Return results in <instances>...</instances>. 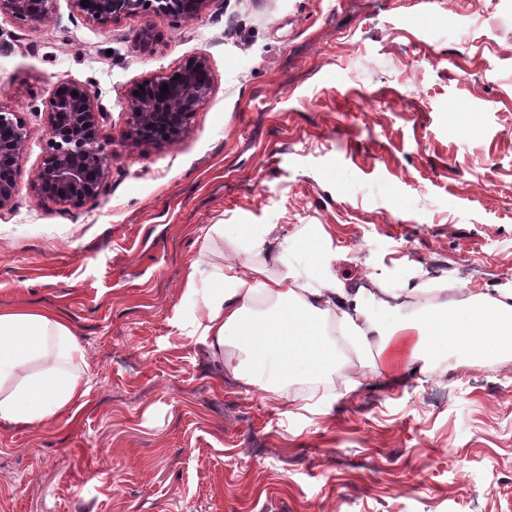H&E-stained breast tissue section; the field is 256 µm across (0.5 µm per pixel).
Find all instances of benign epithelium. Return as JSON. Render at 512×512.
Masks as SVG:
<instances>
[{
    "label": "benign epithelium",
    "mask_w": 512,
    "mask_h": 512,
    "mask_svg": "<svg viewBox=\"0 0 512 512\" xmlns=\"http://www.w3.org/2000/svg\"><path fill=\"white\" fill-rule=\"evenodd\" d=\"M55 0H0V14L42 23L53 18ZM93 20L108 23L121 15L150 12L184 21L197 19L212 0H72ZM168 93H163V85ZM138 95H130L129 120L123 143L130 149H147L173 143L165 123L182 122L197 112L211 89L206 58L196 57L179 68L143 83ZM78 95H73V92ZM101 112L91 92L69 82L58 85L50 103L48 155L35 182L39 194L56 203H77L99 196L108 172V157L99 134ZM27 143V129L15 112L0 110V210L17 193V169Z\"/></svg>",
    "instance_id": "benign-epithelium-1"
}]
</instances>
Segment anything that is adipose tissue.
<instances>
[{"label":"adipose tissue","instance_id":"1","mask_svg":"<svg viewBox=\"0 0 512 512\" xmlns=\"http://www.w3.org/2000/svg\"><path fill=\"white\" fill-rule=\"evenodd\" d=\"M198 265L182 296L193 333L226 376L283 399L290 381L331 378L344 342L360 360L344 375L353 392L397 367L431 376L438 360L464 364L474 353L512 363V299L474 297L448 307L409 310L399 290L363 288L352 297L312 288L290 275L266 280L232 259L199 287ZM84 350L49 309H0V424L41 428L85 403Z\"/></svg>","mask_w":512,"mask_h":512}]
</instances>
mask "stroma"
<instances>
[{
	"mask_svg": "<svg viewBox=\"0 0 512 512\" xmlns=\"http://www.w3.org/2000/svg\"><path fill=\"white\" fill-rule=\"evenodd\" d=\"M414 2L0 15V109L28 130L0 308L56 311L89 380L77 413L0 426V512H512V366L444 362L305 410V382L265 402L178 328L190 265L238 253L347 295L403 288L418 309L435 288L512 292V0H439L436 20ZM198 56L212 88L182 136L129 151L130 93ZM64 81L91 91L115 153L101 194L67 206L34 186ZM263 225L277 258L246 248Z\"/></svg>",
	"mask_w": 512,
	"mask_h": 512,
	"instance_id": "stroma-1",
	"label": "stroma"
}]
</instances>
